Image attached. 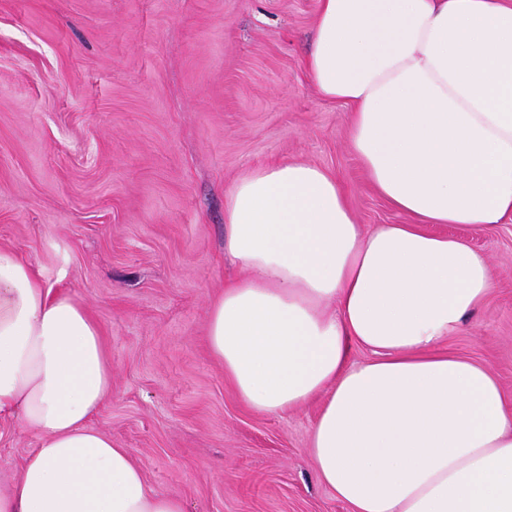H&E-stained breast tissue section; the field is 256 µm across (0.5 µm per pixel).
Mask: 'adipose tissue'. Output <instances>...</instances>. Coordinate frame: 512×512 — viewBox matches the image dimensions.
Returning a JSON list of instances; mask_svg holds the SVG:
<instances>
[{"label":"adipose tissue","mask_w":512,"mask_h":512,"mask_svg":"<svg viewBox=\"0 0 512 512\" xmlns=\"http://www.w3.org/2000/svg\"><path fill=\"white\" fill-rule=\"evenodd\" d=\"M306 69L411 221L365 229L315 165L250 170L224 203L244 274L210 306L209 350L252 410L320 400L309 453L352 512H512V402L487 366L437 350L495 280L467 239L431 230L512 217V0H320ZM111 392L85 305L0 248V416L40 439L0 512H185L90 427Z\"/></svg>","instance_id":"ef3b65f1"}]
</instances>
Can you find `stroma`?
<instances>
[{"instance_id":"stroma-1","label":"stroma","mask_w":512,"mask_h":512,"mask_svg":"<svg viewBox=\"0 0 512 512\" xmlns=\"http://www.w3.org/2000/svg\"><path fill=\"white\" fill-rule=\"evenodd\" d=\"M318 0H0V248L99 323L112 394L95 428L185 512H351L308 452L319 404L246 407L207 345L240 276L224 193L279 161L334 173L360 224H404L374 191L304 62ZM496 278L444 342L512 399V219L464 230ZM40 446L0 418V483Z\"/></svg>"}]
</instances>
